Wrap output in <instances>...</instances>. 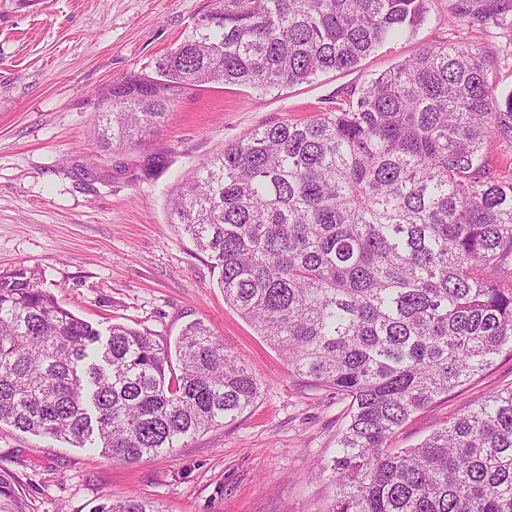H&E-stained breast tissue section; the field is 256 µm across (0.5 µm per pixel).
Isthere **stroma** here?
Segmentation results:
<instances>
[{
	"mask_svg": "<svg viewBox=\"0 0 512 512\" xmlns=\"http://www.w3.org/2000/svg\"><path fill=\"white\" fill-rule=\"evenodd\" d=\"M431 0L428 21L351 69L268 94L212 85L183 95L165 123L122 148L98 138L113 86L152 73L211 0H0V273L35 271L77 317L107 330L147 328L176 341L204 322L261 381L253 408L187 446L128 464L0 425V471L29 512H93L138 496L164 512H326L323 468L349 402L292 373L285 358L224 301L210 258L173 222L169 201L199 164L252 130L306 121L427 46L488 52L508 33ZM164 154L160 172L145 168ZM512 385L502 353L470 384L439 397L392 437L411 448L491 393Z\"/></svg>",
	"mask_w": 512,
	"mask_h": 512,
	"instance_id": "1",
	"label": "stroma"
}]
</instances>
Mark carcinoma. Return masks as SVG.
<instances>
[{"label":"carcinoma","instance_id":"cac0c4a2","mask_svg":"<svg viewBox=\"0 0 512 512\" xmlns=\"http://www.w3.org/2000/svg\"><path fill=\"white\" fill-rule=\"evenodd\" d=\"M512 0L457 15L512 30ZM429 0H212L155 66L109 94L112 141L164 121L203 84L282 90L356 66L428 20ZM496 59L455 44L341 92L306 122L256 129L200 163L173 200L224 302L288 367L350 402L327 512H512V385L414 448L418 411L512 348V93ZM100 333L25 269L0 274V424L135 463L237 420L260 380L201 322L172 345ZM0 512H27L0 474ZM96 512H163L130 497Z\"/></svg>","mask_w":512,"mask_h":512}]
</instances>
